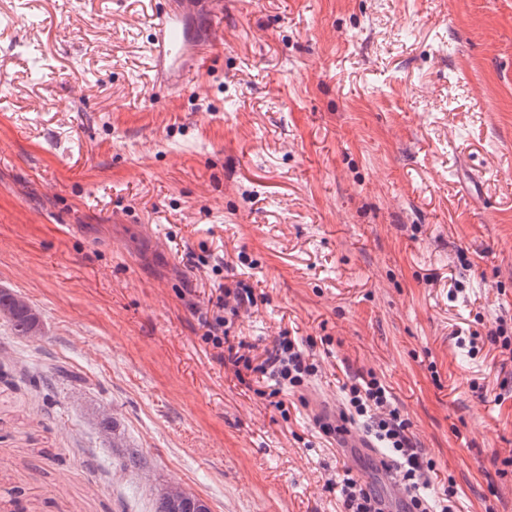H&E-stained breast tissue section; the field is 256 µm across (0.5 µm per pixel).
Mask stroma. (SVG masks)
Segmentation results:
<instances>
[{
	"label": "stroma",
	"mask_w": 512,
	"mask_h": 512,
	"mask_svg": "<svg viewBox=\"0 0 512 512\" xmlns=\"http://www.w3.org/2000/svg\"><path fill=\"white\" fill-rule=\"evenodd\" d=\"M158 6L0 0V288L44 328L0 327V512H154L168 485L340 512L345 465L390 496L311 427L368 371L458 512H512V360L488 340L512 336V0H224L192 19L180 95L148 59ZM240 279L254 355L312 339L306 404L202 342ZM60 365L83 381L44 401L29 379Z\"/></svg>",
	"instance_id": "1"
}]
</instances>
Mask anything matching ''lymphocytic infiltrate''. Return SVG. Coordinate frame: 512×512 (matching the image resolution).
<instances>
[{"instance_id": "1", "label": "lymphocytic infiltrate", "mask_w": 512, "mask_h": 512, "mask_svg": "<svg viewBox=\"0 0 512 512\" xmlns=\"http://www.w3.org/2000/svg\"><path fill=\"white\" fill-rule=\"evenodd\" d=\"M254 298L253 286L241 281L235 288H221L212 317L203 322L201 338L217 352L227 353L234 366L257 373V395L281 409L285 406L283 392L301 391L317 374L318 366L303 338L297 336L278 337L257 364L243 353L241 345L231 341L229 333L234 316L238 315L240 307L253 304ZM340 390L345 395L346 405L338 416L315 418L314 425L319 433L343 448L348 443L349 422L365 419L370 434L382 442L388 452L387 458L380 461L381 469L405 493L402 512H429L424 491L437 474L436 464L416 448L409 435L411 424L395 406L388 387L370 372L355 375L343 383ZM324 488L340 498L343 512H388L382 497L350 469H342L335 478L325 482Z\"/></svg>"}]
</instances>
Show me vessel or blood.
<instances>
[{
    "label": "vessel or blood",
    "instance_id": "vessel-or-blood-1",
    "mask_svg": "<svg viewBox=\"0 0 512 512\" xmlns=\"http://www.w3.org/2000/svg\"><path fill=\"white\" fill-rule=\"evenodd\" d=\"M200 1L213 13H222L224 9V0H163L154 25L150 51L165 88L173 93L185 88L183 76L187 56L194 48L185 9Z\"/></svg>",
    "mask_w": 512,
    "mask_h": 512
}]
</instances>
